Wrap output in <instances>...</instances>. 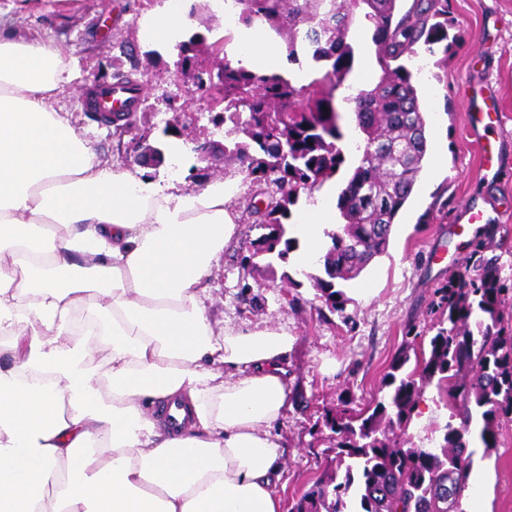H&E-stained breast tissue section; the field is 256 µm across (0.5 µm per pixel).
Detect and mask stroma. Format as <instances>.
Listing matches in <instances>:
<instances>
[{"instance_id":"35a3bbf8","label":"stroma","mask_w":512,"mask_h":512,"mask_svg":"<svg viewBox=\"0 0 512 512\" xmlns=\"http://www.w3.org/2000/svg\"><path fill=\"white\" fill-rule=\"evenodd\" d=\"M165 0H0L16 39L53 41L69 64L56 104L66 120L100 157L127 167L138 178L169 193H188L225 181L236 190L230 206L235 232L213 263L208 310L215 334L225 326L286 329L295 342L288 371L295 391L294 407L278 427L286 448L278 487L283 505L308 489L324 472V452L333 446L323 417L343 407L358 409L379 395L383 375L407 342L429 337L447 320L441 290L449 277L465 271L484 228L468 223L476 208L502 214L491 253L500 276L512 285V0H449L452 25L449 47L435 45L413 59L415 85L426 117L431 145L413 192L392 228L386 254L376 257L346 284L343 311L326 309L311 281L318 265L298 266L294 258L272 268L243 266L242 255L259 229L247 204L256 187L240 172L238 160L199 161L195 141L227 142V127L211 118L223 111L221 91H188L177 77V51L156 49L143 22L158 13ZM190 32L204 36L190 73L207 75L224 62V15L211 0H196ZM118 76L145 88L144 101L126 133L102 125L83 112L80 94L92 81ZM497 101L501 120L487 141L499 157L496 175L482 167V149L469 132V100ZM185 124L174 138V162L144 167L128 162L133 136L163 141L167 122ZM420 415L400 437L404 446H438L450 411L435 386L418 403ZM470 492L482 496L489 512H512V422L502 424L499 443L489 456L475 455Z\"/></svg>"}]
</instances>
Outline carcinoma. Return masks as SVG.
<instances>
[{
    "instance_id": "cac0c4a2",
    "label": "carcinoma",
    "mask_w": 512,
    "mask_h": 512,
    "mask_svg": "<svg viewBox=\"0 0 512 512\" xmlns=\"http://www.w3.org/2000/svg\"><path fill=\"white\" fill-rule=\"evenodd\" d=\"M239 22H260L277 33L288 31L291 65H311L306 84L292 76L246 70L224 59V117L231 132L247 141L224 145V157L238 159L258 187L264 207L251 202L253 224L281 226L277 242L265 234L249 242L242 264L287 259L295 239L288 236L292 207L331 181L346 162L341 115L335 91L353 70L355 48L348 32L357 22L372 30L379 81L355 89L343 100L351 106L358 158L337 197L344 224L326 232L324 276L309 279L330 311L343 310L348 298L334 280L348 281L387 252L393 224L412 194L427 153L426 120L407 62L419 46L448 39V0H234ZM200 43L175 44L180 62L195 58ZM497 229L485 230L471 268L448 278V326L438 325L428 349L395 357L381 381L386 394L360 411L326 416L336 434L327 457V477L315 482L289 512H464L478 439L483 453L497 447V429L512 422V317L501 311L512 291L501 280L496 260L484 256ZM476 330H471L469 322ZM435 385L450 422L436 448L404 447L397 433L408 430L417 399Z\"/></svg>"
}]
</instances>
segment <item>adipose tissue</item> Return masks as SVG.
I'll list each match as a JSON object with an SVG mask.
<instances>
[{
    "instance_id": "ef3b65f1",
    "label": "adipose tissue",
    "mask_w": 512,
    "mask_h": 512,
    "mask_svg": "<svg viewBox=\"0 0 512 512\" xmlns=\"http://www.w3.org/2000/svg\"><path fill=\"white\" fill-rule=\"evenodd\" d=\"M191 5L165 0L150 39L173 41ZM235 41L240 67L281 57L261 25ZM66 71L53 43L0 30V512H282L294 339L215 336L206 304L231 193H167L100 159L47 105ZM335 222L300 216V263Z\"/></svg>"
}]
</instances>
